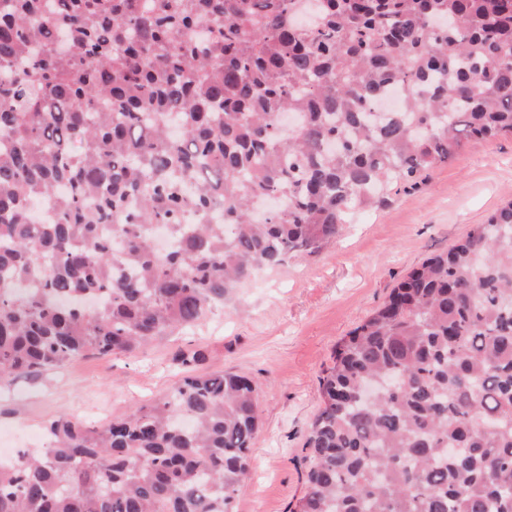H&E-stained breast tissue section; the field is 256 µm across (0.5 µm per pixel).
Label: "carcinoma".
<instances>
[{
    "label": "carcinoma",
    "mask_w": 512,
    "mask_h": 512,
    "mask_svg": "<svg viewBox=\"0 0 512 512\" xmlns=\"http://www.w3.org/2000/svg\"><path fill=\"white\" fill-rule=\"evenodd\" d=\"M504 135L512 0H0V379L196 327ZM200 359L106 426L50 421L0 461V512H235L258 398ZM319 387L289 512H512V201L410 271Z\"/></svg>",
    "instance_id": "1"
}]
</instances>
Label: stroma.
<instances>
[{
    "mask_svg": "<svg viewBox=\"0 0 512 512\" xmlns=\"http://www.w3.org/2000/svg\"><path fill=\"white\" fill-rule=\"evenodd\" d=\"M512 200V137L473 141L450 160L397 185L390 202L354 216L320 254L262 271L197 328L135 355L80 356L37 378L0 384V448L43 447L45 424L128 414L181 377L179 352L199 350L197 373L248 376L260 403L251 473L236 512H287L303 493L302 444L332 353L409 270L448 249Z\"/></svg>",
    "mask_w": 512,
    "mask_h": 512,
    "instance_id": "obj_1",
    "label": "stroma"
}]
</instances>
